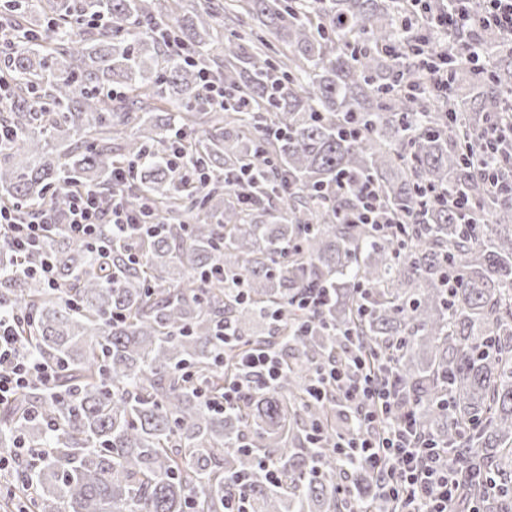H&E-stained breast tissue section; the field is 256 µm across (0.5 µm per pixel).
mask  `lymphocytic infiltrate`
Here are the masks:
<instances>
[{
  "mask_svg": "<svg viewBox=\"0 0 512 512\" xmlns=\"http://www.w3.org/2000/svg\"><path fill=\"white\" fill-rule=\"evenodd\" d=\"M472 0H457L452 13L437 15L433 28L448 31L482 23L512 37V0H480L473 12ZM64 222L70 235L96 241L102 225L128 236L151 232L152 226L121 208L104 211L95 189H62ZM50 216L21 221L15 211L0 207V240L11 247L34 253L48 232ZM347 356L342 364L321 367L309 394L316 399L335 393L337 403L360 424L357 435L335 443L336 456L356 461L376 480L388 512H452L459 495L461 464L455 452L439 449L421 433L413 405L395 378L364 358L361 339L347 337ZM55 364L26 357L20 350L17 323L0 315V403L9 401L33 385L53 386Z\"/></svg>",
  "mask_w": 512,
  "mask_h": 512,
  "instance_id": "obj_1",
  "label": "lymphocytic infiltrate"
}]
</instances>
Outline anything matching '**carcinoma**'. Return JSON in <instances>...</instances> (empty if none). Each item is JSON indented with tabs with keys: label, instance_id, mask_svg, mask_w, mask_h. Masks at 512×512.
I'll use <instances>...</instances> for the list:
<instances>
[{
	"label": "carcinoma",
	"instance_id": "cac0c4a2",
	"mask_svg": "<svg viewBox=\"0 0 512 512\" xmlns=\"http://www.w3.org/2000/svg\"><path fill=\"white\" fill-rule=\"evenodd\" d=\"M163 2L0 0V204L28 218L93 186L101 208L150 206L158 225L105 224L96 242L52 225L56 290L0 243V313L59 369L0 409V452L37 453L0 486L30 489L37 512H224L239 490L254 512H383L372 475L313 437L355 430L307 394L349 330L386 354L422 433L494 475L465 499L512 512V144L495 142L498 190L479 165L507 120L512 42L464 31L483 66L449 57L451 42L400 34L403 0ZM445 61L448 88H428ZM176 150L203 184L180 180ZM360 180L393 228L349 220ZM318 288L335 300L302 331L293 299ZM257 348L286 366L275 388L207 407L197 387L222 396Z\"/></svg>",
	"mask_w": 512,
	"mask_h": 512
}]
</instances>
